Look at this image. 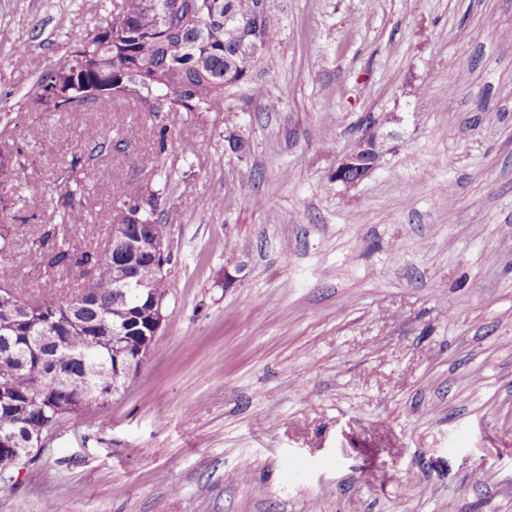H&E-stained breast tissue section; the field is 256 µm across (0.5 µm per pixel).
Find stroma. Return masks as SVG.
I'll return each mask as SVG.
<instances>
[{
    "label": "stroma",
    "instance_id": "stroma-1",
    "mask_svg": "<svg viewBox=\"0 0 512 512\" xmlns=\"http://www.w3.org/2000/svg\"><path fill=\"white\" fill-rule=\"evenodd\" d=\"M115 2L0 0V265L24 297L60 288L37 255L63 179L80 250L158 189L168 318L125 391L0 480V512H512V0H272L277 69L232 122L41 111L38 77ZM373 123L379 168L336 182Z\"/></svg>",
    "mask_w": 512,
    "mask_h": 512
}]
</instances>
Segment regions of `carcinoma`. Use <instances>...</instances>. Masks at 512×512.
<instances>
[{
	"mask_svg": "<svg viewBox=\"0 0 512 512\" xmlns=\"http://www.w3.org/2000/svg\"><path fill=\"white\" fill-rule=\"evenodd\" d=\"M257 0H120L106 25L85 31L75 39L76 49L68 62L42 75L36 82L34 102L45 112H70L75 106L99 99L132 100L138 111L156 114L230 112L236 95L257 99L256 79L275 68L269 53L281 38L282 23L270 12L256 14ZM252 44L249 54L238 52L239 44ZM85 141L93 151L112 145L97 128L86 130ZM167 137L160 131L156 151L139 159L142 167L162 168ZM11 160L0 159V203L13 188ZM80 186L66 187L58 196L59 226L45 238H60L40 263L66 277L75 267H88L96 276V292L86 321L106 329L97 339L85 328L68 331L65 348L52 356L62 373L58 383L47 376V357L33 345V337L48 332V318L64 314L69 296L82 288L77 280L63 292L43 294L31 300L32 314L17 325L0 311V385L13 388L15 399L30 402L19 417L0 405V432L24 433L50 420L80 417L92 412L82 397L93 388L119 391L130 379L127 367L135 360L142 341L146 317L142 310L152 296L166 297L167 275L144 285L131 280L122 302L114 297V284L101 270L103 259L125 263V256L106 247L80 253L70 247L69 226L85 219L82 203L75 202ZM162 194L129 196L121 202L112 221L149 224L154 235L167 237L165 225L156 218ZM66 408H61L60 400Z\"/></svg>",
	"mask_w": 512,
	"mask_h": 512,
	"instance_id": "1",
	"label": "carcinoma"
}]
</instances>
